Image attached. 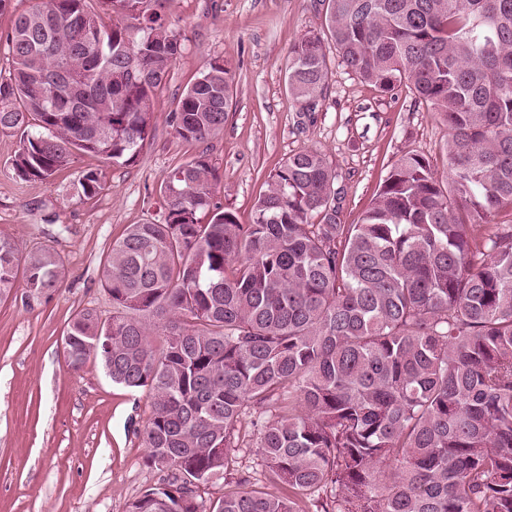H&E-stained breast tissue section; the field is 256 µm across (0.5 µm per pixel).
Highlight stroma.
Returning a JSON list of instances; mask_svg holds the SVG:
<instances>
[{
	"label": "stroma",
	"mask_w": 512,
	"mask_h": 512,
	"mask_svg": "<svg viewBox=\"0 0 512 512\" xmlns=\"http://www.w3.org/2000/svg\"><path fill=\"white\" fill-rule=\"evenodd\" d=\"M167 13L182 51L151 96L153 136L135 163L103 167L98 195L84 197L78 185L97 158L79 155L49 180L23 182L11 167L19 139L0 134V233L26 252L53 249L66 267L50 295L19 283L0 300V512H126L162 484L163 473L144 463L146 390L113 385L94 361L71 370L63 338L77 312L109 315L100 272L112 243L128 225L162 221L161 188L174 168L207 152L218 173L214 200L243 224L269 175L304 149L322 151L336 169L344 224L359 222L402 154L447 172L448 132L407 88L381 95L333 58L317 111L298 110L285 72L289 48L322 30L312 0H169ZM212 58L233 71V99L223 134L190 144L168 116Z\"/></svg>",
	"instance_id": "stroma-1"
}]
</instances>
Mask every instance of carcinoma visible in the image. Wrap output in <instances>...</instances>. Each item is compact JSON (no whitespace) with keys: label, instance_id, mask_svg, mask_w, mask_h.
I'll return each mask as SVG.
<instances>
[{"label":"carcinoma","instance_id":"obj_1","mask_svg":"<svg viewBox=\"0 0 512 512\" xmlns=\"http://www.w3.org/2000/svg\"><path fill=\"white\" fill-rule=\"evenodd\" d=\"M98 2L44 0L5 37L0 134L20 135L22 181L78 154L134 163L153 135L150 97L181 54L167 0ZM318 6L324 35L288 53L301 111L327 86L328 39L358 79L382 94L406 87L440 117L448 178L406 153L360 223L342 224L336 169L305 149L241 224L213 202L201 153L168 175L163 220L112 243L101 271L112 315L71 319L66 362L94 360L114 384L149 390L144 462L167 479L126 512H512V224L495 223L512 208V0ZM233 86L210 60L169 115L176 135H220ZM79 185L97 195L103 170ZM20 268L42 295L65 276L56 252L1 234L0 299ZM237 448L257 449L288 494L247 489ZM220 473L235 489L209 511L196 489Z\"/></svg>","mask_w":512,"mask_h":512}]
</instances>
